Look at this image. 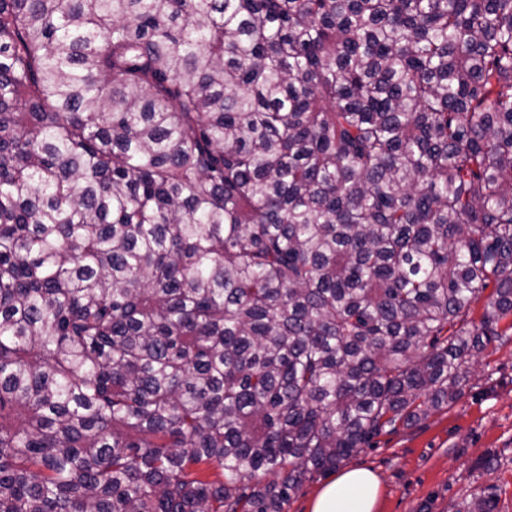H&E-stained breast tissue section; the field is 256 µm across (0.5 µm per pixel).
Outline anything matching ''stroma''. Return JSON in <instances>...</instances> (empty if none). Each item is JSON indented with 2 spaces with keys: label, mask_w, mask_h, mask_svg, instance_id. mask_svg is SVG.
Segmentation results:
<instances>
[{
  "label": "stroma",
  "mask_w": 512,
  "mask_h": 512,
  "mask_svg": "<svg viewBox=\"0 0 512 512\" xmlns=\"http://www.w3.org/2000/svg\"><path fill=\"white\" fill-rule=\"evenodd\" d=\"M495 457L487 471L482 462ZM380 481L376 512H463L487 491L512 512V335L473 358L461 394L428 420L373 438L342 463Z\"/></svg>",
  "instance_id": "1"
}]
</instances>
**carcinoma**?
Masks as SVG:
<instances>
[{
    "instance_id": "carcinoma-1",
    "label": "carcinoma",
    "mask_w": 512,
    "mask_h": 512,
    "mask_svg": "<svg viewBox=\"0 0 512 512\" xmlns=\"http://www.w3.org/2000/svg\"><path fill=\"white\" fill-rule=\"evenodd\" d=\"M510 330L512 0H0V512H285Z\"/></svg>"
}]
</instances>
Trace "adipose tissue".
<instances>
[{"label": "adipose tissue", "mask_w": 512, "mask_h": 512, "mask_svg": "<svg viewBox=\"0 0 512 512\" xmlns=\"http://www.w3.org/2000/svg\"><path fill=\"white\" fill-rule=\"evenodd\" d=\"M380 483L370 470L348 469L316 495L311 512H374Z\"/></svg>", "instance_id": "ef3b65f1"}]
</instances>
